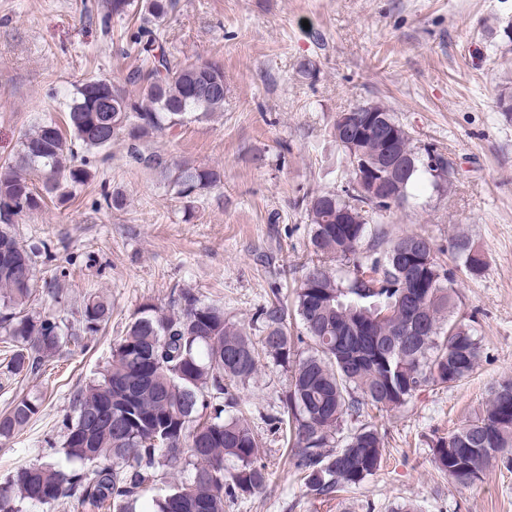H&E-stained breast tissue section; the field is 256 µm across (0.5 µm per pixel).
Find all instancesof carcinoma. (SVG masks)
I'll list each match as a JSON object with an SVG mask.
<instances>
[{
    "label": "carcinoma",
    "instance_id": "cac0c4a2",
    "mask_svg": "<svg viewBox=\"0 0 512 512\" xmlns=\"http://www.w3.org/2000/svg\"><path fill=\"white\" fill-rule=\"evenodd\" d=\"M176 0H105L103 23L137 16L127 49L139 64L123 82L89 78L76 86L67 128L48 118L22 133L16 155L0 166V337L11 345L10 369L34 373L67 342L99 330L110 308L97 297L63 318L30 313L36 253L13 231L20 216L43 210L47 199L66 200L71 188L92 173L79 152L107 150L127 142L130 157L156 171L187 208L221 183L215 167L175 160L162 150L144 152V138L174 133L190 121L224 111V67L208 59L174 63L164 23ZM395 132L393 151L409 163L391 185L392 202L377 209L355 187L353 160L370 159L384 146L355 130L331 135L353 187L312 192L296 205L311 226L318 262L303 269L295 312L308 351L288 331V307H262L258 340L201 302L191 288L173 290L177 308L146 305L112 348V361L73 396L63 419L60 452L68 465L35 462L0 483V512L20 504L49 505L58 512H135L148 486L166 479L164 468L182 466L187 477L166 485L152 512H224V497H251L268 481L259 442L244 417H223L229 388L258 376L262 360L287 374L280 410L271 419L291 446L290 465L319 498L360 487L381 467L384 437L363 420L368 409H399L429 387H452L478 365L480 343L470 325L448 322L457 308L455 279L440 262L427 236L404 231L372 239L381 255L369 258L362 245L383 213L407 201L423 173L439 188L448 161L432 147L418 146L384 105L368 104ZM466 274L481 276L485 261L469 241L454 244ZM417 251L420 261L401 259ZM346 267L344 274L332 262ZM512 377L490 389L478 415L465 427L432 441L437 469L461 485H472L493 464L512 467ZM38 400L22 397L0 414V439L25 427L39 411ZM350 429H344L345 425Z\"/></svg>",
    "mask_w": 512,
    "mask_h": 512
}]
</instances>
